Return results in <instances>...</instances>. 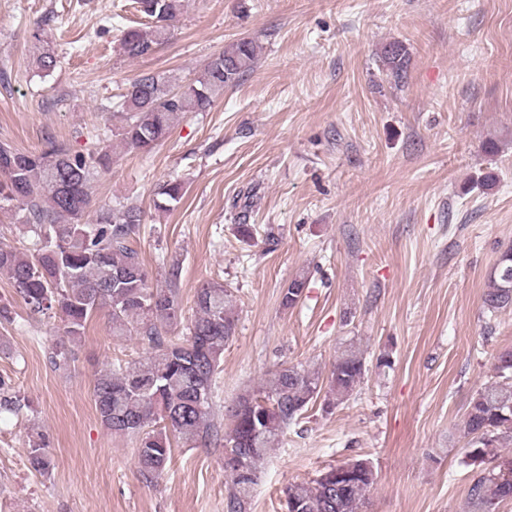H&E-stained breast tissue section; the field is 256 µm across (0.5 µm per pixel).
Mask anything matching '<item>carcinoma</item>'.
<instances>
[{"label": "carcinoma", "instance_id": "1", "mask_svg": "<svg viewBox=\"0 0 512 512\" xmlns=\"http://www.w3.org/2000/svg\"><path fill=\"white\" fill-rule=\"evenodd\" d=\"M150 22L123 31L120 49L131 60L152 55L168 39L182 15L185 0H136ZM261 46L240 39L211 58L194 82L174 90L171 77L142 74L123 95L121 141L141 152L154 150L170 128L187 112H207L257 64ZM382 66L397 83L403 82L409 54L401 42L381 53ZM48 48L36 57L39 72L57 66ZM112 166V148L95 144L73 151L53 140L38 153L20 152L0 143V202L20 204L21 226L32 234V247H0V276L7 277L33 314L59 315L64 339L49 352L54 368L73 361L69 344L84 334L88 320L106 308L112 335L140 336L147 355L119 360L94 381L95 407L104 427L134 438L137 464L145 481L159 478L171 459V438L189 448L223 443L224 472L230 482L224 512H249L259 466L271 449L307 411L323 399V409L344 403L363 382L365 361L355 347L341 350L327 376L316 369L280 365L265 385L247 390L227 407V423L212 419L216 376L224 349L233 340L238 318L232 292L219 282L198 288L195 312L184 332L179 286L182 266L173 260L165 267L164 283L150 286V276L134 247L143 224L142 210L121 202L101 207L93 223L84 222L93 203L92 188ZM161 210H171L184 187L170 180L160 187ZM308 276L298 274L284 289L281 304L298 303ZM484 307L491 314L512 308V245L504 248L487 274ZM496 380L471 397L461 433L467 439L466 464L474 474L469 488L470 512H498L512 501V460L503 452L512 443V349L502 351L495 365ZM21 397L0 379V411L17 413ZM46 437L30 443L32 470L47 475L52 459ZM350 476L336 480V473ZM376 474L370 461L350 459L324 468L307 481L285 489L286 512H363L366 494Z\"/></svg>", "mask_w": 512, "mask_h": 512}]
</instances>
